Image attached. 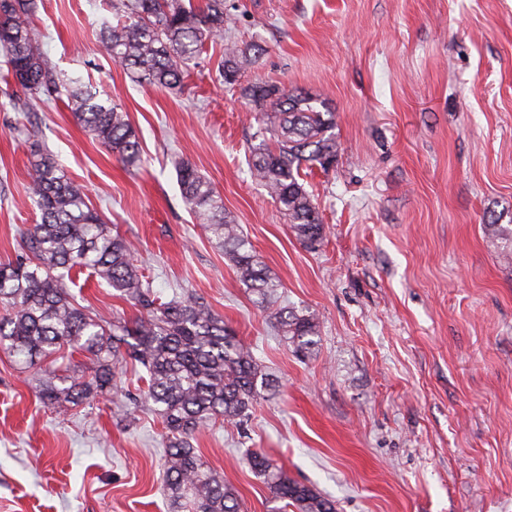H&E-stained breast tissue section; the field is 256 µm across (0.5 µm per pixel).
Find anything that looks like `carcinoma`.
<instances>
[{"label":"carcinoma","mask_w":512,"mask_h":512,"mask_svg":"<svg viewBox=\"0 0 512 512\" xmlns=\"http://www.w3.org/2000/svg\"><path fill=\"white\" fill-rule=\"evenodd\" d=\"M35 0H0V46L12 77L29 94V105L67 100L85 131L128 166L141 162L139 136L117 105L57 74L31 26ZM113 18L101 24V43L113 62L148 86H183L189 63L205 53L206 41L224 40L225 0H111ZM249 46L224 45L219 68L224 83L256 62ZM259 112L270 138L252 146L251 175L280 204L295 238L309 248L324 240V225L305 177L336 161V113L325 101L276 84L242 89ZM30 195L41 221L23 236V254L0 263V349L41 370L39 397L47 407L87 405L112 390L116 369L126 359L139 363L146 382L142 398L171 435L165 448L164 478L172 504L190 497L193 512H240L235 489L210 468L191 439L220 419L249 418L260 390L269 385L251 348L224 318L192 294L170 300L150 287L129 244L105 224L82 185L72 180L54 155L40 148L29 159ZM181 195L199 223L212 233L236 270L239 282L265 310L283 340L297 352L315 345L319 317L308 308L279 303L278 284L224 210L222 197L187 161L175 164ZM486 232L501 240V254L512 260V225L494 219ZM90 271L137 311L131 320L104 325L69 292L75 271ZM87 353L81 373L57 365L62 350ZM246 463L264 478L273 498L296 512H336L312 488L290 478L261 452Z\"/></svg>","instance_id":"1"}]
</instances>
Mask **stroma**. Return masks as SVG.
<instances>
[{
    "instance_id": "35a3bbf8",
    "label": "stroma",
    "mask_w": 512,
    "mask_h": 512,
    "mask_svg": "<svg viewBox=\"0 0 512 512\" xmlns=\"http://www.w3.org/2000/svg\"><path fill=\"white\" fill-rule=\"evenodd\" d=\"M224 36L257 46L235 85L210 46L182 90L134 81L104 57L103 0H36L52 66L128 114L144 163L127 167L63 103L26 113L0 80V262L39 223L31 141L83 184L163 299L190 292L223 316L278 381L250 418L192 443L241 512H281L244 453H266L336 512H512V262L487 235L512 221V0H226ZM273 82L336 113V162L305 186L325 226L316 250L250 174L258 123L242 87ZM189 161L224 201L284 304L320 318L297 356L252 302L184 202ZM78 303L104 322L128 302L82 273ZM119 368L93 407L48 408L38 368L0 352V512H175L167 433L129 399Z\"/></svg>"
}]
</instances>
